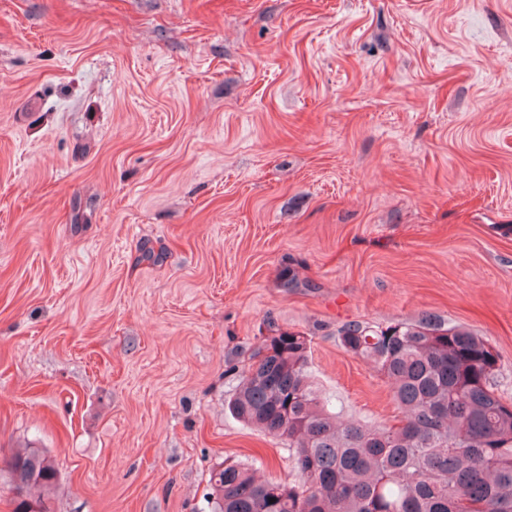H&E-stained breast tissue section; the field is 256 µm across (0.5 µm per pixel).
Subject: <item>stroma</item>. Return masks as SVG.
<instances>
[{
	"label": "stroma",
	"mask_w": 512,
	"mask_h": 512,
	"mask_svg": "<svg viewBox=\"0 0 512 512\" xmlns=\"http://www.w3.org/2000/svg\"><path fill=\"white\" fill-rule=\"evenodd\" d=\"M430 316L512 402V0H0V512H205L293 481L227 403L272 330L397 424L340 330ZM45 453L39 448L26 446L17 450L9 461V472L14 489L12 512H50L48 494L56 486L58 471L54 464H43ZM22 489L19 497L16 490ZM35 508L40 511H34Z\"/></svg>",
	"instance_id": "35a3bbf8"
}]
</instances>
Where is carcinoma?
Returning <instances> with one entry per match:
<instances>
[{
    "instance_id": "obj_1",
    "label": "carcinoma",
    "mask_w": 512,
    "mask_h": 512,
    "mask_svg": "<svg viewBox=\"0 0 512 512\" xmlns=\"http://www.w3.org/2000/svg\"><path fill=\"white\" fill-rule=\"evenodd\" d=\"M346 352L374 361L403 417L371 428L341 420L311 381L310 340L274 330L249 357L230 411L288 441L298 480L257 481L251 468L210 471V512H512V404L490 380L497 354L462 326L423 318L351 322ZM27 446L9 461L12 512H50L56 466Z\"/></svg>"
}]
</instances>
